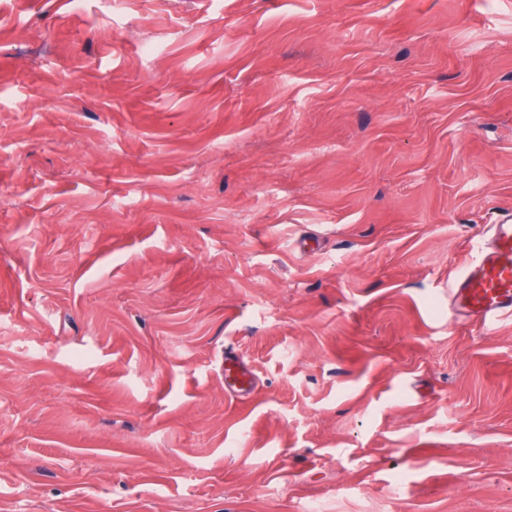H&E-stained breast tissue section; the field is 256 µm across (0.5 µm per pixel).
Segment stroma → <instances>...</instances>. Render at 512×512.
Wrapping results in <instances>:
<instances>
[{
    "label": "stroma",
    "mask_w": 512,
    "mask_h": 512,
    "mask_svg": "<svg viewBox=\"0 0 512 512\" xmlns=\"http://www.w3.org/2000/svg\"><path fill=\"white\" fill-rule=\"evenodd\" d=\"M500 208L512 0H0V512H512ZM458 315L496 323L512 318V213H499L488 235L450 289ZM255 374L233 350L224 351L225 388L238 400H244L255 389Z\"/></svg>",
    "instance_id": "obj_1"
}]
</instances>
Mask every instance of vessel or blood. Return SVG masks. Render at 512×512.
<instances>
[{
	"label": "vessel or blood",
	"instance_id": "b4317fda",
	"mask_svg": "<svg viewBox=\"0 0 512 512\" xmlns=\"http://www.w3.org/2000/svg\"><path fill=\"white\" fill-rule=\"evenodd\" d=\"M458 315L468 321L496 323L512 318V213L498 214L488 235L450 290ZM255 374L234 351L224 353V384L239 400L255 389Z\"/></svg>",
	"mask_w": 512,
	"mask_h": 512
}]
</instances>
